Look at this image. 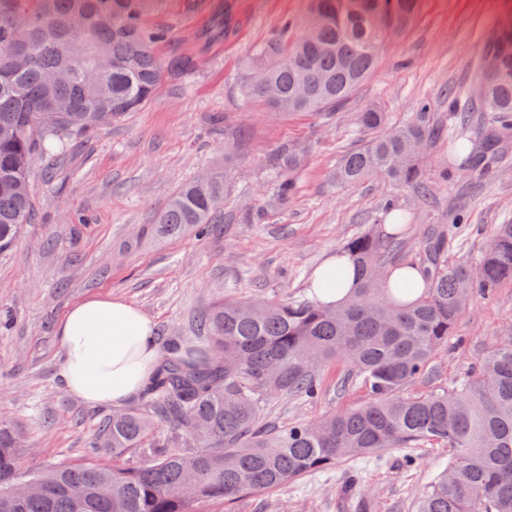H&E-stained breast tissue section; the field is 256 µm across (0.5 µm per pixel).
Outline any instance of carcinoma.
<instances>
[{
    "label": "carcinoma",
    "instance_id": "carcinoma-1",
    "mask_svg": "<svg viewBox=\"0 0 512 512\" xmlns=\"http://www.w3.org/2000/svg\"><path fill=\"white\" fill-rule=\"evenodd\" d=\"M144 0H0V251L12 248L32 223L33 161L61 159L73 142L97 132L95 109L124 117L145 103L163 76L189 71L196 58L161 60L154 47L167 34L142 24ZM418 0H309L303 34L282 35L256 47L240 81L244 98L273 112L336 107L376 64L385 40L413 23ZM238 27L233 0L224 24ZM475 112L492 126L512 129V30L495 27L487 41ZM448 130L453 154L468 152L471 113L459 112ZM384 115L361 112L363 130ZM438 138L430 112L344 154L334 179L352 186L374 174L401 184L418 181L417 160ZM303 155L281 154L274 168L293 172ZM494 163L485 149L472 173ZM224 200V179L191 181L169 200L147 230L178 237L207 225ZM460 217L431 228L419 242L427 288L410 301L389 288L380 270L398 250L396 232L373 231L346 241L341 252L357 262L360 281L336 307L297 297L224 301L199 319L206 346L171 342L141 392L143 408L115 413L93 442L116 455L150 443L154 459L124 468L99 464L21 471L16 438L0 428V512H194L205 500H234L271 490L346 458L419 442L448 445L452 457L419 499L416 512H512V329L493 343L473 374L444 393L412 395V383L431 376V361L448 345L476 295L491 298L512 280V223L499 224L476 262L451 261L461 246ZM344 360L346 387L360 380L369 400L320 422L261 426L257 398L265 393L316 401L318 369ZM200 452H171L175 443Z\"/></svg>",
    "mask_w": 512,
    "mask_h": 512
}]
</instances>
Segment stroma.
I'll use <instances>...</instances> for the list:
<instances>
[{
	"instance_id": "stroma-1",
	"label": "stroma",
	"mask_w": 512,
	"mask_h": 512,
	"mask_svg": "<svg viewBox=\"0 0 512 512\" xmlns=\"http://www.w3.org/2000/svg\"><path fill=\"white\" fill-rule=\"evenodd\" d=\"M223 3L152 0L144 22L170 33L158 44L159 55H195L196 68L166 75L137 111L74 143L59 169L41 158L31 166L36 220L12 250L0 253V322L6 326L0 332V426L22 442L15 451L21 470L115 461L132 467L151 454L147 448H130L117 458L108 448L91 451L97 425L112 409L82 403L61 381L56 329L75 303L122 297L155 321L158 341L175 337L190 347L197 342V317L224 299L308 297L309 278L327 256L351 237L391 222L381 208L385 200L405 212L400 258L406 262L417 261L423 233L448 223L457 210H465L470 224L462 253L467 260L496 225L512 221V138L492 174L469 193L468 172L441 177L448 159L444 139L432 143L420 162L428 199L383 175L348 188L333 180L340 155L372 137L358 129L360 112H384L387 132L425 102L437 124L451 123L448 97L472 91L485 41L507 11L504 0H420L412 27L384 43L373 72L347 100L325 112L277 115L241 96L242 70L253 47L276 37L285 20L302 18L306 0H236L238 33L203 42ZM216 113L225 124L213 122ZM228 132L243 135L229 156ZM291 145L304 150L305 161L293 174L295 196L282 202L270 162ZM207 173L225 181L219 234H143V225L155 223L182 185ZM510 327L507 282L492 300L471 303L447 349L433 360L436 379L412 384L410 393L453 386ZM346 371L340 360L320 368L323 395L315 403L261 398L260 424L313 421L364 404L362 383L337 391ZM450 454L435 442L388 448L274 490L199 503L195 512H414Z\"/></svg>"
}]
</instances>
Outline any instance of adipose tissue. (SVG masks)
<instances>
[{
  "label": "adipose tissue",
  "instance_id": "1",
  "mask_svg": "<svg viewBox=\"0 0 512 512\" xmlns=\"http://www.w3.org/2000/svg\"><path fill=\"white\" fill-rule=\"evenodd\" d=\"M351 259L329 257L311 276L310 297L343 302L355 288ZM62 378L69 391L93 405H118L139 394L157 368L155 324L120 297H92L73 305L57 330Z\"/></svg>",
  "mask_w": 512,
  "mask_h": 512
}]
</instances>
